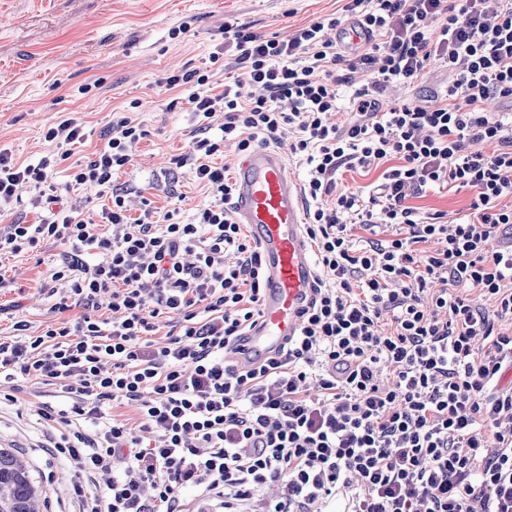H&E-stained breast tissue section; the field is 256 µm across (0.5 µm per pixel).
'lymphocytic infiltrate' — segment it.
<instances>
[{"label":"lymphocytic infiltrate","mask_w":512,"mask_h":512,"mask_svg":"<svg viewBox=\"0 0 512 512\" xmlns=\"http://www.w3.org/2000/svg\"><path fill=\"white\" fill-rule=\"evenodd\" d=\"M369 46L349 59L330 37L340 16L317 18L284 38L228 21L203 66L166 73L196 120L176 168L210 203L183 222L142 199L132 214L112 184L150 132L121 115L105 143L71 162L85 122L49 127L51 151L19 162L0 147V217L31 207L40 219L0 228V256L55 246L51 281L67 283L53 309L72 319L0 340V380L53 387L43 422L67 427L52 445L78 480L76 512H512V116L489 118L488 101L512 103V0H344ZM235 71L213 76L225 56ZM448 72L423 103H383L388 84L411 83L430 61ZM374 81L341 107L348 73ZM346 112L344 123L332 114ZM293 138L306 165V234L327 272L283 354L248 368L226 362L261 314L257 245L234 211V184L216 166L225 141L239 151ZM490 152H483V145ZM102 199L64 206L54 171ZM382 168L369 195L337 193L340 171ZM472 192L451 226L411 206L427 187ZM391 227L357 245L352 227ZM434 250H425V243ZM479 293L484 304H474ZM169 323L161 331V323ZM129 405L140 433L107 416ZM280 486L267 500L269 484Z\"/></svg>","instance_id":"lymphocytic-infiltrate-1"}]
</instances>
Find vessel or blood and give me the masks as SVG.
I'll return each mask as SVG.
<instances>
[{"instance_id":"b4317fda","label":"vessel or blood","mask_w":512,"mask_h":512,"mask_svg":"<svg viewBox=\"0 0 512 512\" xmlns=\"http://www.w3.org/2000/svg\"><path fill=\"white\" fill-rule=\"evenodd\" d=\"M235 212L257 242L266 274L261 316L239 348L236 365L280 354L301 327V313L317 284L315 264L303 231L301 190L283 153L260 146L235 166Z\"/></svg>"}]
</instances>
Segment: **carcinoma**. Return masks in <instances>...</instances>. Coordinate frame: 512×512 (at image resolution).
I'll use <instances>...</instances> for the list:
<instances>
[{
    "label": "carcinoma",
    "instance_id": "1",
    "mask_svg": "<svg viewBox=\"0 0 512 512\" xmlns=\"http://www.w3.org/2000/svg\"><path fill=\"white\" fill-rule=\"evenodd\" d=\"M43 493L24 460L0 448V512H41L46 506Z\"/></svg>",
    "mask_w": 512,
    "mask_h": 512
}]
</instances>
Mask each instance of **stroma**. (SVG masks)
I'll return each mask as SVG.
<instances>
[{
	"instance_id": "1",
	"label": "stroma",
	"mask_w": 512,
	"mask_h": 512,
	"mask_svg": "<svg viewBox=\"0 0 512 512\" xmlns=\"http://www.w3.org/2000/svg\"><path fill=\"white\" fill-rule=\"evenodd\" d=\"M341 7L340 0H0V145L17 161L35 160L48 148V126L69 113L92 130L74 150L80 161L101 147L100 134L113 113L139 101L138 118L150 135L114 183L189 220L208 202L206 189L184 169L172 187L157 178L188 151L195 123L184 106L170 107L173 94L159 88L157 79L201 66L221 42L227 17L250 23L257 33L285 37ZM98 78L101 88L78 94L80 85ZM447 80V71L433 60L414 84L392 85L386 96L412 103L435 96ZM471 198L468 190L444 186L413 204L452 223L466 213ZM58 254V248L47 247L0 258V274L18 287L0 293V337H11L19 319L36 329L56 320L53 300L41 286ZM36 388L27 381L17 404L0 406V448L22 453L45 491L46 512H72L68 470L47 463L44 451L64 427L38 423Z\"/></svg>"
}]
</instances>
